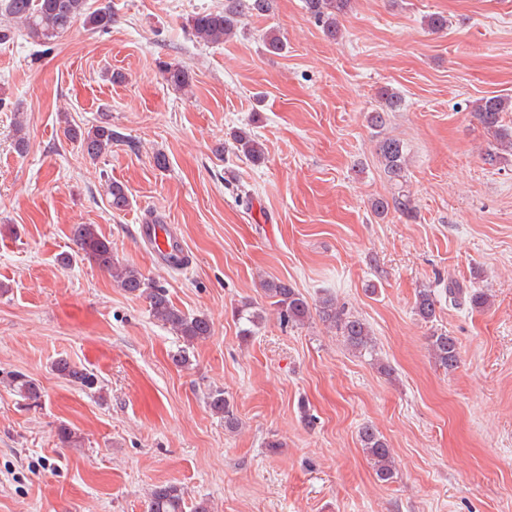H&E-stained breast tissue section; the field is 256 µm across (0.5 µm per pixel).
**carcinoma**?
I'll return each instance as SVG.
<instances>
[{
	"mask_svg": "<svg viewBox=\"0 0 512 512\" xmlns=\"http://www.w3.org/2000/svg\"><path fill=\"white\" fill-rule=\"evenodd\" d=\"M270 2L271 0H225L223 9L198 12L188 19V25L195 38L205 43H222L236 35L246 17L268 12ZM349 2L350 0H304V8L321 26L324 34L334 39L340 32L338 17L344 14ZM0 14L21 23L27 35L46 44L61 37L80 19L95 31H106L115 21V14L110 7L89 12L86 0H0ZM163 74L176 87L188 85L187 73L178 66L167 65ZM378 99V108L368 113L367 121L379 135L377 156L385 176L396 186V191L389 198L374 200L372 209L379 216L393 210L411 218L415 213L414 201L402 190L407 166L406 147L403 141L383 135L390 117L403 109L405 100L399 91L388 86L379 90ZM506 112H512V99L504 96L482 97L473 104L472 113L494 138V143L484 152V160L491 165L503 160L504 155L512 154V124L503 123L502 118ZM65 136L77 144L80 152L91 160L108 153L112 144L122 140L121 134L112 130L109 124L89 128L69 125L65 128ZM229 140L234 150L252 162L259 163L264 159L262 145L246 130H231ZM107 194L111 197L112 209L121 211L129 206L123 185L109 182ZM71 237L81 259L107 271L116 286L125 292L147 300L152 317L184 344L172 356L173 362L180 367L189 366L188 349L194 343L212 335L211 319L205 315L184 312L172 302L168 290L159 286L141 269L115 260L111 243L99 235L95 225L74 224L71 227ZM263 288L266 297L279 311L283 323L303 325L315 313L323 322L335 328L348 348L370 355L375 351L373 336L365 320L334 299L326 298L313 307L297 288L281 279L266 280ZM463 300L473 309H482L489 303L488 295L481 290L464 288L457 282L448 285V301L457 306ZM436 305L437 300L431 289L421 288L417 291L414 313L420 320L425 323L433 322L436 318ZM235 315L244 324L241 329L244 336L251 335L252 327L261 319L260 313L247 302L235 308ZM429 348L436 365L448 372L457 368L460 351L456 338L449 332H433L429 339ZM53 368L58 375L82 391L95 392L100 389L99 376L92 369L76 366L64 358L56 360ZM6 383L26 404H41L44 392L36 379L13 373L6 376ZM206 405L212 414L224 419L225 430L233 432L239 427L240 419L224 390H210L206 396ZM358 437L377 481H392L395 471L392 451L386 438L369 424L360 428ZM185 507L183 489L175 484H162L152 488L147 512H185Z\"/></svg>",
	"mask_w": 512,
	"mask_h": 512,
	"instance_id": "1",
	"label": "carcinoma"
}]
</instances>
